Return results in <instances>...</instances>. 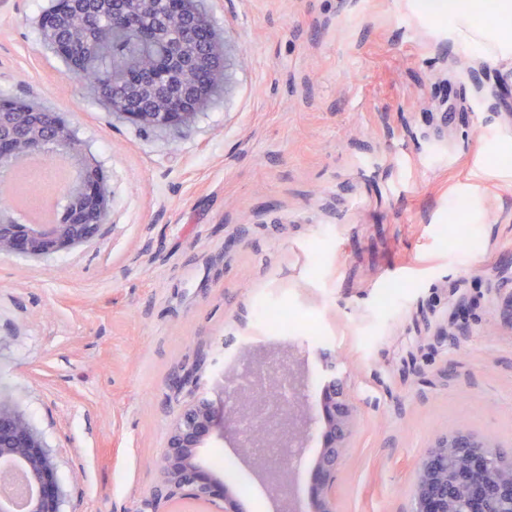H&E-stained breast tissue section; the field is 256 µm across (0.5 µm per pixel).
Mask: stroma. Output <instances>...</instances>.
<instances>
[{"mask_svg": "<svg viewBox=\"0 0 512 512\" xmlns=\"http://www.w3.org/2000/svg\"><path fill=\"white\" fill-rule=\"evenodd\" d=\"M234 67L190 126L113 115L0 0V94L63 113L104 171L98 239L0 254V394L54 450L64 512H133L169 423L236 359L336 360L357 426L336 512H411L418 460L466 430L512 451V30L503 0H202ZM232 247H225V240ZM323 340L255 343L259 299ZM464 307L466 331L445 337ZM243 512H280L233 432L206 451ZM250 493H241V485Z\"/></svg>", "mask_w": 512, "mask_h": 512, "instance_id": "35a3bbf8", "label": "stroma"}]
</instances>
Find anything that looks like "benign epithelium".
<instances>
[{"label":"benign epithelium","mask_w":512,"mask_h":512,"mask_svg":"<svg viewBox=\"0 0 512 512\" xmlns=\"http://www.w3.org/2000/svg\"><path fill=\"white\" fill-rule=\"evenodd\" d=\"M153 0H98L100 11L125 23L148 11ZM75 0H56L40 26L46 41L62 53L61 32L73 16ZM176 16L184 22L187 37L179 51L188 59L187 67L201 68L212 81L224 71V58L213 41L195 45L194 33L208 28L205 16L195 10L193 0H179ZM210 84L185 74L180 88L150 92L137 83L112 94L111 107L120 117L144 128L176 130L192 124L191 109L208 96ZM22 122L0 130V171L16 162L39 155L47 160L64 153L73 163L76 176L59 193L71 220L66 224H29L12 207L0 208V254H21L39 259L60 251H70L93 242L105 222L111 192L103 171L86 146L75 140L64 118L51 113L44 123L43 113L20 99L0 103V123L8 117ZM327 374L319 403L307 406L305 386L291 362L263 367L258 372L259 390L224 401L229 380L185 404L170 424L165 447L157 460V480L149 495L134 512H159L160 504L190 500L215 505L224 502V512H241L237 499L206 465L203 453L216 439H224L231 429L240 447L254 460V444L275 440L301 452L311 440L320 448L312 466L309 512H336L332 479L342 464L356 427V408L336 366H326ZM292 393L280 401L268 418L249 433L240 432L241 417L260 412L279 397L282 385ZM19 468L31 488L28 512H62L65 493L58 464L44 435L7 398L0 396V468ZM270 496L293 507L292 476L296 463L286 458H266L257 463ZM412 512H512V462L493 441L479 440L466 432L438 436L416 465Z\"/></svg>","instance_id":"1"}]
</instances>
